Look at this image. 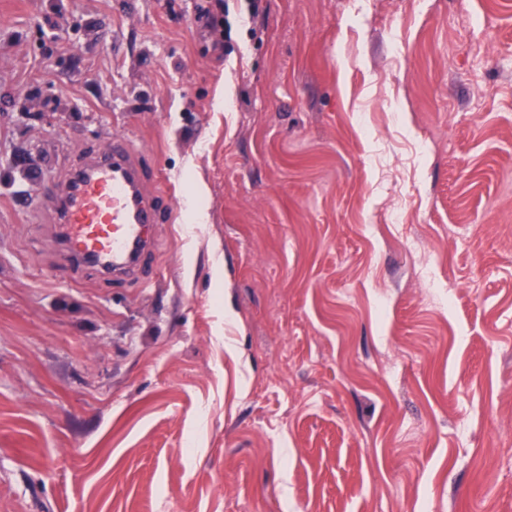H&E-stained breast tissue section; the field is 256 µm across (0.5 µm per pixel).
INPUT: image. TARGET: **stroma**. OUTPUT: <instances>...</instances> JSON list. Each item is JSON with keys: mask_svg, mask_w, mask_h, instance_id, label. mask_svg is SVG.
Listing matches in <instances>:
<instances>
[{"mask_svg": "<svg viewBox=\"0 0 512 512\" xmlns=\"http://www.w3.org/2000/svg\"><path fill=\"white\" fill-rule=\"evenodd\" d=\"M115 133L64 269L12 155ZM0 512H512V0H0ZM55 210L65 261L110 276L136 270L147 246L144 228L157 221L137 155L122 137L71 169Z\"/></svg>", "mask_w": 512, "mask_h": 512, "instance_id": "obj_1", "label": "stroma"}]
</instances>
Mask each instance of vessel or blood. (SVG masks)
<instances>
[{
	"instance_id": "vessel-or-blood-1",
	"label": "vessel or blood",
	"mask_w": 512,
	"mask_h": 512,
	"mask_svg": "<svg viewBox=\"0 0 512 512\" xmlns=\"http://www.w3.org/2000/svg\"><path fill=\"white\" fill-rule=\"evenodd\" d=\"M55 210L66 262L104 275L136 270L147 246L144 228L157 221L137 155L122 137L71 169Z\"/></svg>"
}]
</instances>
